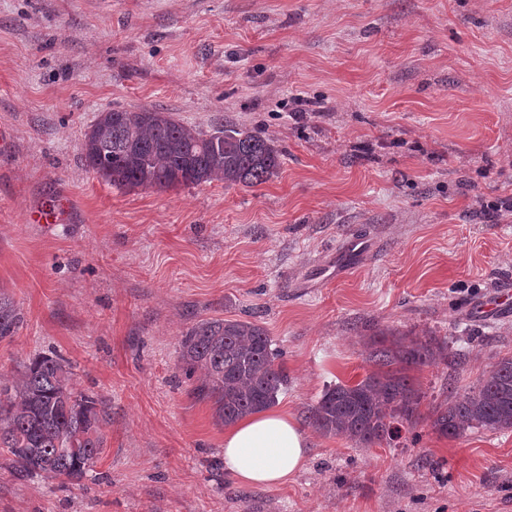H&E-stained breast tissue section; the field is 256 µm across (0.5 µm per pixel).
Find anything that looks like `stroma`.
<instances>
[{
    "mask_svg": "<svg viewBox=\"0 0 512 512\" xmlns=\"http://www.w3.org/2000/svg\"><path fill=\"white\" fill-rule=\"evenodd\" d=\"M274 137L255 186L122 189L89 170L109 109ZM0 290L24 313L0 380L57 352L111 421L60 486L0 468V512H512V431L434 410L512 356V0H0ZM208 318L263 326L276 409L310 441L274 488L224 472V427L179 362ZM392 329L448 343L410 368L413 424L369 451L307 420Z\"/></svg>",
    "mask_w": 512,
    "mask_h": 512,
    "instance_id": "obj_1",
    "label": "stroma"
}]
</instances>
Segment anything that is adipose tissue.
I'll return each mask as SVG.
<instances>
[{"label": "adipose tissue", "mask_w": 512, "mask_h": 512, "mask_svg": "<svg viewBox=\"0 0 512 512\" xmlns=\"http://www.w3.org/2000/svg\"><path fill=\"white\" fill-rule=\"evenodd\" d=\"M308 439L288 413L265 410L224 430V469L243 486H277L304 470Z\"/></svg>", "instance_id": "1"}]
</instances>
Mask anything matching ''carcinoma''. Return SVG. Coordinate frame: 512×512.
Here are the masks:
<instances>
[{
    "label": "carcinoma",
    "instance_id": "cac0c4a2",
    "mask_svg": "<svg viewBox=\"0 0 512 512\" xmlns=\"http://www.w3.org/2000/svg\"><path fill=\"white\" fill-rule=\"evenodd\" d=\"M86 166L111 185L167 189L222 180L258 186L280 167L281 150L259 133L234 127L204 132L186 127L158 109H111L85 132ZM24 321L22 310L0 291V341L12 340ZM260 325L247 320L207 319L182 337L179 360L186 373L203 377L194 396L215 405L228 425L273 406L286 376ZM434 337L408 333L373 337L367 360L376 370L354 385L328 388L307 419L324 434L370 448L390 440L396 424L412 421L421 394L405 371L448 357ZM73 366L56 353H39L20 376L0 384V448L13 478L81 481L104 447L111 417L101 399L75 389ZM433 428L456 437L471 428L512 429V357L462 397L439 407Z\"/></svg>",
    "mask_w": 512,
    "mask_h": 512
}]
</instances>
